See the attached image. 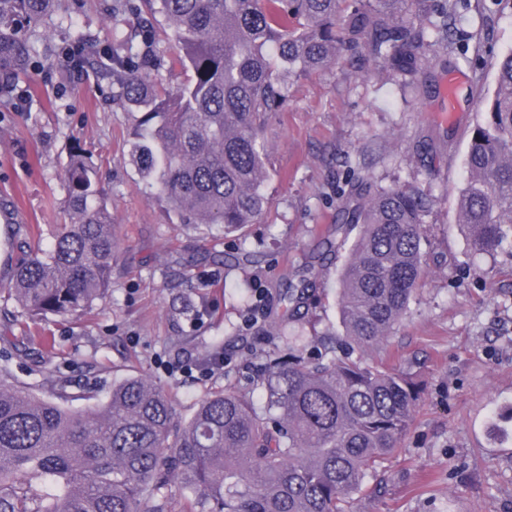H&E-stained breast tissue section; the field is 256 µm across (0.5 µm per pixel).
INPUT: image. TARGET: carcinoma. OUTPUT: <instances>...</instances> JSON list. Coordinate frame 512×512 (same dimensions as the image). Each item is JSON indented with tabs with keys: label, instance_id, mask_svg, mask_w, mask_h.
I'll list each match as a JSON object with an SVG mask.
<instances>
[{
	"label": "carcinoma",
	"instance_id": "cac0c4a2",
	"mask_svg": "<svg viewBox=\"0 0 512 512\" xmlns=\"http://www.w3.org/2000/svg\"><path fill=\"white\" fill-rule=\"evenodd\" d=\"M57 0H0V93L29 67L36 25ZM468 0H152L190 71L174 91L147 77L150 57L116 58L123 99L140 113L129 146L147 186L191 224L240 231L262 213L270 113L280 76L349 56L414 93L427 57L472 38L448 20ZM468 143L459 223L481 254L512 237V52ZM72 216L44 248L27 238L6 287L21 313L68 319L106 300L117 238L96 171L79 151L64 168ZM407 187L351 184L338 223L358 230L339 273L344 335L360 350L317 358L267 353L265 402L226 387L188 418L168 394L130 376L95 410H76L13 384L0 367V512H168L176 480L184 512H355L366 479L399 447L421 390L411 373L365 353L396 329L425 286L423 218Z\"/></svg>",
	"mask_w": 512,
	"mask_h": 512
}]
</instances>
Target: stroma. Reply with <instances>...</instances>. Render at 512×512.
<instances>
[{
  "label": "stroma",
  "instance_id": "obj_1",
  "mask_svg": "<svg viewBox=\"0 0 512 512\" xmlns=\"http://www.w3.org/2000/svg\"><path fill=\"white\" fill-rule=\"evenodd\" d=\"M470 0L461 20L474 38L466 54L429 56L413 95L350 59L285 79L287 101L263 129L268 204L243 233L186 223L154 198L128 157L137 115L119 95L112 53L140 45L145 0H60L30 27L37 57L29 75L0 98V285L7 284L25 232L50 244L70 223L63 170L73 147L98 165L120 238L106 302L60 320L0 319V366L40 396H71L72 408L105 401L113 384L142 376L171 393L190 416L209 391L254 387L267 351L287 350L284 328L302 333L313 357L343 342L336 304L345 253L323 255L336 235L348 181L404 186L427 196L426 285L373 360L408 366L425 392L399 451L379 468L381 494L360 496L359 512H512V246L473 252L457 222L468 177L470 132L492 94L495 59L512 51V8L486 15ZM158 54L148 75L175 89L187 80L166 22L154 31ZM81 42L80 66L60 57ZM452 118H445L447 107ZM307 279L296 318L279 289ZM264 291L268 312L245 326L242 298ZM222 348L223 370L170 373Z\"/></svg>",
  "mask_w": 512,
  "mask_h": 512
}]
</instances>
